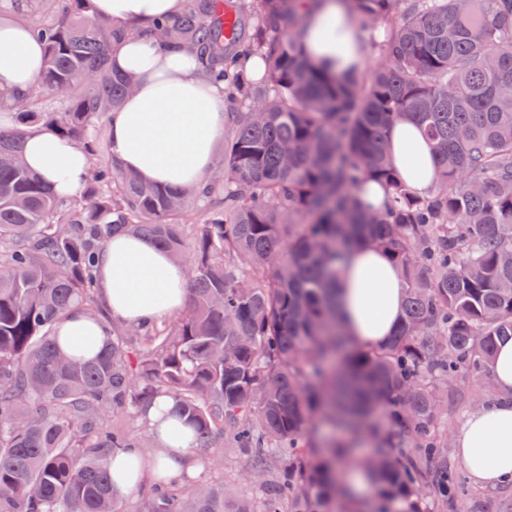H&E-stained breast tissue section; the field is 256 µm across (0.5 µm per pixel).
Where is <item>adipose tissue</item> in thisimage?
<instances>
[{
	"label": "adipose tissue",
	"instance_id": "1",
	"mask_svg": "<svg viewBox=\"0 0 512 512\" xmlns=\"http://www.w3.org/2000/svg\"><path fill=\"white\" fill-rule=\"evenodd\" d=\"M96 13L132 29L112 51L114 70L134 74L137 85L108 116L109 143L119 165L143 180L167 186L199 185L210 170L215 145L224 135V91L211 84L192 53L141 38L164 18L179 15L185 0H93ZM336 24L329 35L311 27L303 49L312 63L333 75L344 74L365 58L366 32L342 7L329 6ZM44 45L32 25L16 13L0 17V125L9 126L15 100L28 97L42 71ZM397 168L407 158L412 188L421 195L434 188L432 146L413 121L395 122L389 142ZM23 154L59 196L72 198L83 189L87 155L75 142L59 138L45 125L29 128ZM186 268L147 239L112 238L98 257L97 293L114 322L138 325L170 317L187 299ZM340 317L354 343L383 345L404 314L405 289L399 268L387 251L371 242L356 247L336 289ZM66 353L91 354L90 337L105 340L95 321L75 311L60 327ZM492 400L469 411L454 429L457 461L477 484H500L512 475V338L498 342L491 364ZM156 439L154 454L132 448L112 459V491L121 498L137 488L147 473L170 475L191 469L194 453L189 436L172 433L162 403L142 415Z\"/></svg>",
	"mask_w": 512,
	"mask_h": 512
}]
</instances>
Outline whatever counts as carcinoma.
<instances>
[{
	"label": "carcinoma",
	"instance_id": "1",
	"mask_svg": "<svg viewBox=\"0 0 512 512\" xmlns=\"http://www.w3.org/2000/svg\"><path fill=\"white\" fill-rule=\"evenodd\" d=\"M91 2L33 21L44 69L0 132V512H123L112 457L155 443L135 424L163 398L204 463L217 448L251 458L261 506L168 477L141 512H392L394 498L426 512L425 496L432 512H454L448 391L463 375L487 389L495 345L512 338V0H342L362 29H387L370 46L383 62L340 78L303 53L324 0H186L147 36L188 48L225 85L224 160L192 190L100 160L98 124L129 90L110 52L130 30ZM253 54L259 83L241 68ZM41 95L57 109L31 111ZM399 118L432 142L426 198L388 153ZM37 123L88 155L79 197L55 195L23 163ZM369 181L392 187L372 215L356 196ZM117 234L188 264L186 312L109 323L95 257ZM366 241L391 253L406 286L402 324L371 349L351 344L331 302ZM74 308L110 333L90 360L59 346ZM358 464L381 485L361 504L342 480Z\"/></svg>",
	"mask_w": 512,
	"mask_h": 512
}]
</instances>
